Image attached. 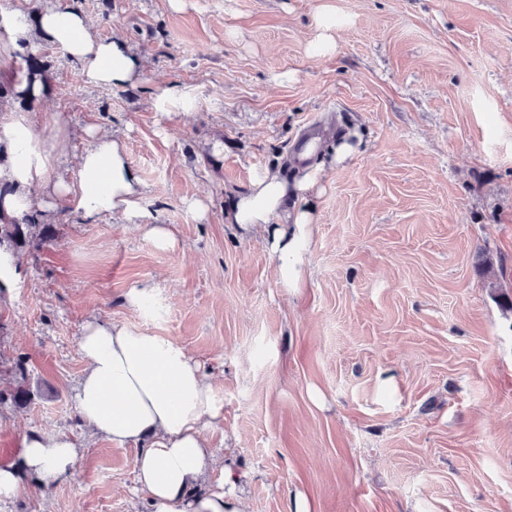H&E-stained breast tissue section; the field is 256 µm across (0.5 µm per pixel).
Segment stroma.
<instances>
[{"label": "stroma", "instance_id": "stroma-1", "mask_svg": "<svg viewBox=\"0 0 512 512\" xmlns=\"http://www.w3.org/2000/svg\"><path fill=\"white\" fill-rule=\"evenodd\" d=\"M336 10V51L313 57V17ZM93 33L147 67L90 84L44 38H0V86L34 53L36 98L0 103L67 140L52 179H77L93 134L121 138L146 216L88 223L37 206L52 240L21 248L0 285V440L73 435L81 455L51 484L27 476L0 512H148L138 445L75 411L84 326L107 319L183 344L212 380L220 419L203 434L243 512H512V0H74ZM191 86L190 112L154 99ZM325 168L308 196L299 287L271 228L229 223L232 195L285 170L311 123ZM352 153L332 160L337 132ZM206 206L197 217L187 200ZM177 245L162 250L144 224ZM491 257L497 288L478 264ZM151 286L150 308L132 290ZM26 360L25 375L12 366Z\"/></svg>", "mask_w": 512, "mask_h": 512}]
</instances>
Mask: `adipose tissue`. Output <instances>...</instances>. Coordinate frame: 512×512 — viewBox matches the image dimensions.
I'll use <instances>...</instances> for the list:
<instances>
[{
	"mask_svg": "<svg viewBox=\"0 0 512 512\" xmlns=\"http://www.w3.org/2000/svg\"><path fill=\"white\" fill-rule=\"evenodd\" d=\"M66 50L84 67L87 80L99 86H123L142 78V58L118 39L102 40L90 30L87 15L52 0L30 12L26 0L0 10V33L17 49L31 41L32 31ZM63 130L41 135L31 118L12 114L0 119V146L10 155L0 180L11 194L0 201L6 212L23 215L33 190L69 200L83 219L112 213L126 219L142 215L144 191L124 142L98 134L78 160V181H51L56 146ZM316 168L294 171L291 178L265 172L249 191L237 195L228 220L233 224H269L289 214L291 231L281 232L272 251L286 279L299 283L308 249L312 218L308 211L287 212L289 198L302 197L315 184ZM79 347L86 369L76 395L81 423L118 443L140 445L137 480L150 512H239L223 489L198 490L216 467V454L202 434L220 415L207 374L179 342L138 328L94 320L83 329ZM79 450L72 436L32 433L23 440L20 466L0 468V498L18 495L21 472L50 484L74 468Z\"/></svg>",
	"mask_w": 512,
	"mask_h": 512,
	"instance_id": "obj_1",
	"label": "adipose tissue"
}]
</instances>
